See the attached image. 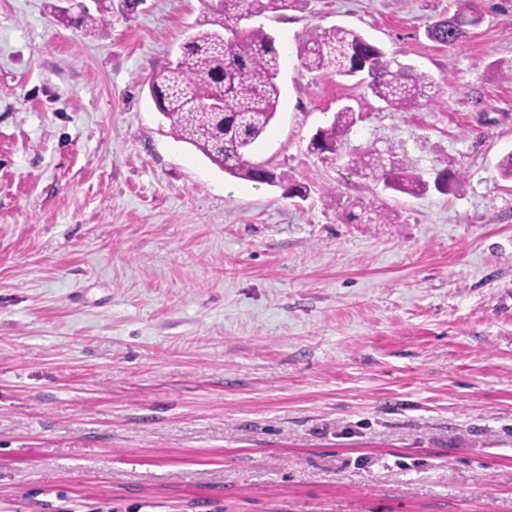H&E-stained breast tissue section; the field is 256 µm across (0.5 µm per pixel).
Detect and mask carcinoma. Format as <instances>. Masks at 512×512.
Here are the masks:
<instances>
[{
	"instance_id": "carcinoma-1",
	"label": "carcinoma",
	"mask_w": 512,
	"mask_h": 512,
	"mask_svg": "<svg viewBox=\"0 0 512 512\" xmlns=\"http://www.w3.org/2000/svg\"><path fill=\"white\" fill-rule=\"evenodd\" d=\"M299 0H213L212 14L224 19L226 35L200 28L180 51L176 63L153 73L149 93L170 123L171 134L203 153L213 164L236 178L274 185L280 181L265 165L248 158L251 146L276 115L280 61L275 39L263 27L241 28L243 20L269 11H288ZM483 22L474 0H459L455 13L437 21L428 37L442 45L461 43L469 30ZM299 57L310 71L359 77L372 94L393 110H405L428 97L434 80L410 65H393L385 52L359 33L333 26L306 35ZM354 123L351 107L336 112L332 125L319 131L311 149L336 153L340 136ZM357 164L370 171L385 188L418 196L427 183L407 170L389 167L372 153ZM350 224H388V213L370 209L346 215Z\"/></svg>"
}]
</instances>
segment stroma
<instances>
[{
  "label": "stroma",
  "mask_w": 512,
  "mask_h": 512,
  "mask_svg": "<svg viewBox=\"0 0 512 512\" xmlns=\"http://www.w3.org/2000/svg\"><path fill=\"white\" fill-rule=\"evenodd\" d=\"M476 5L452 46L427 29L456 0L255 18L281 96L249 157L300 199L176 141L149 95L206 0H0V512H512V0ZM332 26L437 98L305 69ZM365 153L461 184L397 194ZM354 123V113L351 107L345 106L336 112L332 125L320 130L311 142L310 148L319 154H336L340 136L347 132Z\"/></svg>",
  "instance_id": "1"
}]
</instances>
